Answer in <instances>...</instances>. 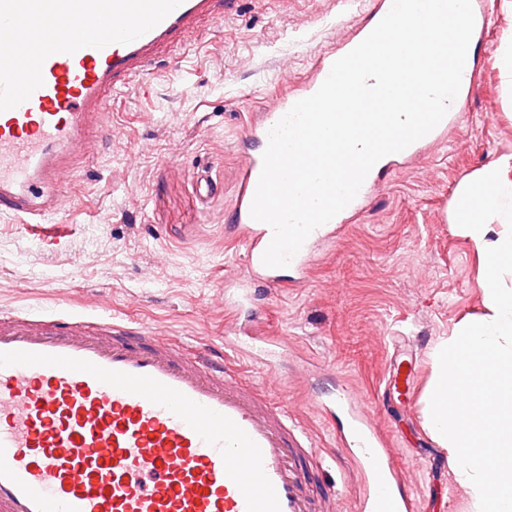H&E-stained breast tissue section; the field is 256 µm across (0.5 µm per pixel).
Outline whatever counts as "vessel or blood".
<instances>
[{
  "label": "vessel or blood",
  "mask_w": 512,
  "mask_h": 512,
  "mask_svg": "<svg viewBox=\"0 0 512 512\" xmlns=\"http://www.w3.org/2000/svg\"><path fill=\"white\" fill-rule=\"evenodd\" d=\"M229 0H0V215L36 224L62 209L60 175L111 135L108 99L154 70L170 48L221 23ZM392 0L371 8L341 45L318 57L309 92L363 41ZM476 71L432 131L382 158V169L437 143L462 115ZM278 98L247 136L267 145L295 104ZM262 153L244 157L232 222L246 247L245 280L279 282L262 256L273 231L250 215ZM316 228L291 265L310 269ZM343 444L356 463V512H416L396 490L381 437L354 425ZM312 442L287 405L265 397L224 359L99 315L0 321V512H311L304 462Z\"/></svg>",
  "instance_id": "1"
}]
</instances>
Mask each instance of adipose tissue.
Segmentation results:
<instances>
[{
  "label": "adipose tissue",
  "instance_id": "adipose-tissue-1",
  "mask_svg": "<svg viewBox=\"0 0 512 512\" xmlns=\"http://www.w3.org/2000/svg\"><path fill=\"white\" fill-rule=\"evenodd\" d=\"M455 217L482 262L485 312L434 345L425 421L474 512H512V155L458 188Z\"/></svg>",
  "mask_w": 512,
  "mask_h": 512
}]
</instances>
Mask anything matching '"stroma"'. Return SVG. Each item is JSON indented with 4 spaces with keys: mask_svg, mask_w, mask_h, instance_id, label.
I'll return each instance as SVG.
<instances>
[{
    "mask_svg": "<svg viewBox=\"0 0 512 512\" xmlns=\"http://www.w3.org/2000/svg\"><path fill=\"white\" fill-rule=\"evenodd\" d=\"M371 0H232L210 35L173 49L112 106V136L66 176V209L49 224L0 218V312L88 311L158 336L206 346L287 403L311 436L317 489L336 486L331 512H354L353 475L340 436L364 411L386 442L398 487L419 512H467L445 452L424 425L431 350L461 319L483 311L481 262L451 215L476 171L512 154V77L497 60L512 11L484 0L489 27L474 44L478 79L458 126L417 160L383 176L363 209L318 245L311 270L281 287H241L245 248L226 240L245 124L283 95L302 93L314 62L334 51ZM211 167L220 194L202 205L193 185ZM250 292L237 313L226 299ZM275 340L276 355L243 353ZM415 388L393 387L395 356ZM344 392L325 419L317 405Z\"/></svg>",
    "mask_w": 512,
    "mask_h": 512,
    "instance_id": "35a3bbf8",
    "label": "stroma"
}]
</instances>
